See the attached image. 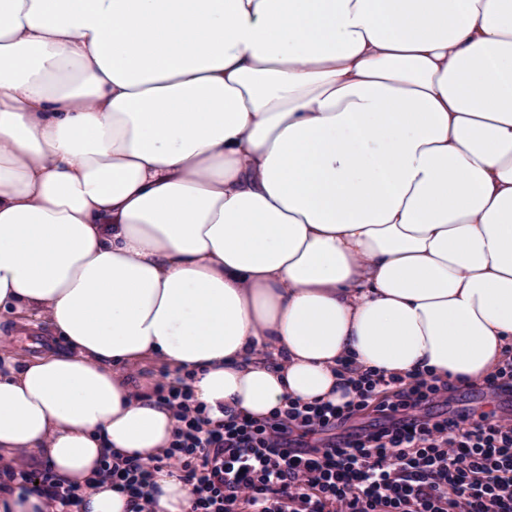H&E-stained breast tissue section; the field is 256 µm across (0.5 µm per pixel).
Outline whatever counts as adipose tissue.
<instances>
[{
	"label": "adipose tissue",
	"instance_id": "adipose-tissue-1",
	"mask_svg": "<svg viewBox=\"0 0 512 512\" xmlns=\"http://www.w3.org/2000/svg\"><path fill=\"white\" fill-rule=\"evenodd\" d=\"M509 76L512 0H0V309L68 345L0 357V512H58L24 463L133 512L105 457L178 426L146 360L214 422L369 369L483 381L512 345Z\"/></svg>",
	"mask_w": 512,
	"mask_h": 512
}]
</instances>
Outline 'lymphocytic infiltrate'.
I'll use <instances>...</instances> for the list:
<instances>
[{
	"mask_svg": "<svg viewBox=\"0 0 512 512\" xmlns=\"http://www.w3.org/2000/svg\"><path fill=\"white\" fill-rule=\"evenodd\" d=\"M356 400L291 403L266 421L211 425L188 387L158 386L175 408V440L145 464L105 462L113 489L149 512L157 470L177 461L192 487L188 512H512V420L493 412L426 415L448 382L367 371ZM379 429L335 436L367 407Z\"/></svg>",
	"mask_w": 512,
	"mask_h": 512,
	"instance_id": "1",
	"label": "lymphocytic infiltrate"
}]
</instances>
